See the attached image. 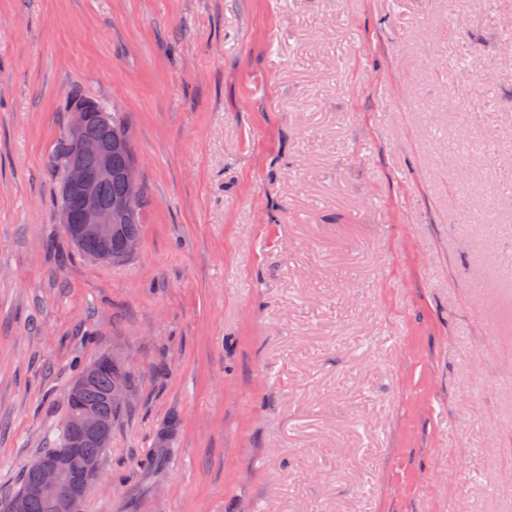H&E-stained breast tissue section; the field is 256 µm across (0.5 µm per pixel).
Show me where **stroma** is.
Returning a JSON list of instances; mask_svg holds the SVG:
<instances>
[{"mask_svg": "<svg viewBox=\"0 0 512 512\" xmlns=\"http://www.w3.org/2000/svg\"><path fill=\"white\" fill-rule=\"evenodd\" d=\"M508 42L512 0H0V512L103 355L83 512H512ZM75 90L129 118L124 263L60 224Z\"/></svg>", "mask_w": 512, "mask_h": 512, "instance_id": "1", "label": "stroma"}]
</instances>
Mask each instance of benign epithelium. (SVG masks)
Segmentation results:
<instances>
[{
    "mask_svg": "<svg viewBox=\"0 0 512 512\" xmlns=\"http://www.w3.org/2000/svg\"><path fill=\"white\" fill-rule=\"evenodd\" d=\"M112 106L79 98L74 100L70 110L69 123L65 134L71 154L74 156L93 155L97 158L96 171L91 173L83 167L70 163L65 168L62 194L65 198L76 199L80 203L78 221H73L68 209L60 210V223L65 233L77 244L91 238L98 248L86 257L98 262H112V233L118 224L128 217L133 208V193L140 183L137 162H131L121 173L131 194L102 203L97 195V182L112 178ZM99 120L102 135L92 137L87 128L93 120ZM106 364L112 373L110 397L116 402L129 404L132 391L128 388V374L125 363L112 355ZM100 364L88 365L81 376L73 383L71 394H76L96 377ZM72 447L78 448L86 440H94L105 446L111 439V425L93 408H82L68 419ZM36 480L17 497L14 512H26L29 498L37 497L52 512H83L82 505L97 472L93 460L86 462L83 470L77 472L68 468L63 456L39 458L33 463Z\"/></svg>",
    "mask_w": 512,
    "mask_h": 512,
    "instance_id": "7a95c632",
    "label": "benign epithelium"
}]
</instances>
